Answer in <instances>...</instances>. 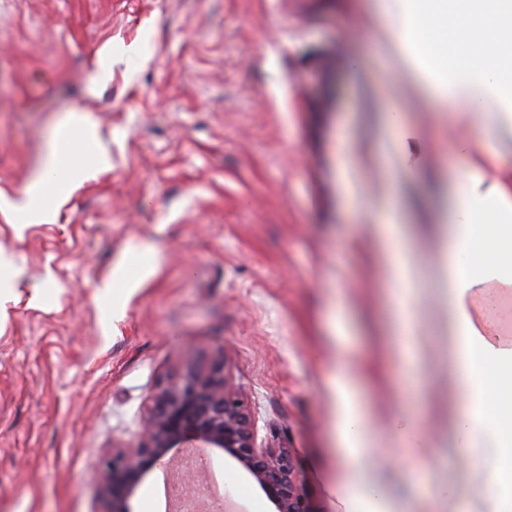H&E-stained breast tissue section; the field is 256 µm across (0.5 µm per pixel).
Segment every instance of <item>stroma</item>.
<instances>
[{
    "instance_id": "35a3bbf8",
    "label": "stroma",
    "mask_w": 512,
    "mask_h": 512,
    "mask_svg": "<svg viewBox=\"0 0 512 512\" xmlns=\"http://www.w3.org/2000/svg\"><path fill=\"white\" fill-rule=\"evenodd\" d=\"M360 0H0V512H106L98 460L138 444L155 385L227 352L263 446L290 449L313 512L349 477L337 459L336 311L361 365L373 455L402 479L383 426L396 383L397 313L378 240L336 191L345 131L398 194L413 242L430 389L426 435L448 433L456 393L428 156L406 159L400 108ZM95 144L49 196L16 215L63 125ZM106 153L109 166L94 161ZM201 480L242 512L271 505L213 453Z\"/></svg>"
}]
</instances>
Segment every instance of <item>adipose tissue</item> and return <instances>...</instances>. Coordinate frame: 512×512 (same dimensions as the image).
I'll list each match as a JSON object with an SVG mask.
<instances>
[{
    "instance_id": "1",
    "label": "adipose tissue",
    "mask_w": 512,
    "mask_h": 512,
    "mask_svg": "<svg viewBox=\"0 0 512 512\" xmlns=\"http://www.w3.org/2000/svg\"><path fill=\"white\" fill-rule=\"evenodd\" d=\"M376 26L373 43L397 75L433 112L437 125L464 122L454 141L467 157L465 168L447 182V226L440 256L447 285L448 323L454 344L451 378L465 393L448 413L451 451L480 463L471 493L448 504L433 465L418 449V413L404 410L387 425L405 443L410 463L404 489L388 486L369 463L373 430L350 357L337 360L325 386L335 399L338 453L351 461L352 480L334 483L328 495L334 512H508L512 502V173L498 150L512 134V0H369ZM496 31L499 41L480 56L464 42L446 49L438 33L448 26ZM377 219L390 284L399 306L403 350L411 378H418L423 345L415 339L418 307L415 267L407 248L403 213L384 188L361 200Z\"/></svg>"
}]
</instances>
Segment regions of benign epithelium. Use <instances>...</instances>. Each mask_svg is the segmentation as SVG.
<instances>
[{
	"label": "benign epithelium",
	"instance_id": "7a95c632",
	"mask_svg": "<svg viewBox=\"0 0 512 512\" xmlns=\"http://www.w3.org/2000/svg\"><path fill=\"white\" fill-rule=\"evenodd\" d=\"M210 448L235 460L251 476L274 512H312L290 450L258 443L246 395L231 379L221 352L188 361L151 393L134 448L116 447L99 462L106 512H132L131 501L146 476L174 461L175 448Z\"/></svg>",
	"mask_w": 512,
	"mask_h": 512
}]
</instances>
